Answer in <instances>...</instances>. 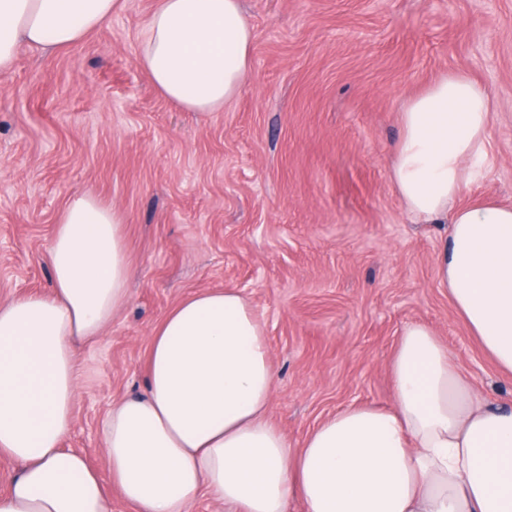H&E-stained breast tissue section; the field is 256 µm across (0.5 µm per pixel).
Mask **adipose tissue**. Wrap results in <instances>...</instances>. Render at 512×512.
Segmentation results:
<instances>
[{"label": "adipose tissue", "mask_w": 512, "mask_h": 512, "mask_svg": "<svg viewBox=\"0 0 512 512\" xmlns=\"http://www.w3.org/2000/svg\"><path fill=\"white\" fill-rule=\"evenodd\" d=\"M122 0H0V73L19 46L44 53L99 29ZM253 33L241 0H156L136 61L189 112L222 111L245 82ZM492 104L466 74L409 99L390 179L415 220H449L441 287L485 351L512 374V205L457 204L488 156ZM122 214L73 193L49 251L51 288L0 301V455L15 465L0 512H512V405L488 404L427 325L406 326L387 365L392 401L351 405L292 446L268 411L275 373L263 329L234 290H202L151 332L143 394L102 426L103 480L64 447L75 365L128 301Z\"/></svg>", "instance_id": "obj_1"}]
</instances>
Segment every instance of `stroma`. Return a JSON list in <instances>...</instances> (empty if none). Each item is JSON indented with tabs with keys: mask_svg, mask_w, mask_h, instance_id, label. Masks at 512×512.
<instances>
[{
	"mask_svg": "<svg viewBox=\"0 0 512 512\" xmlns=\"http://www.w3.org/2000/svg\"><path fill=\"white\" fill-rule=\"evenodd\" d=\"M248 78L223 111L166 100L138 68L155 0H124L53 54L0 75V301L47 291L76 190L125 218L129 300L79 351L65 447L106 471L101 427L145 388L150 334L185 297L241 291L276 375L270 419L299 444L322 419L389 404L388 360L423 322L490 404L500 374L437 283L444 224L404 211L389 172L404 103L458 71L492 97L491 162L460 203L512 204V0H241Z\"/></svg>",
	"mask_w": 512,
	"mask_h": 512,
	"instance_id": "stroma-1",
	"label": "stroma"
}]
</instances>
